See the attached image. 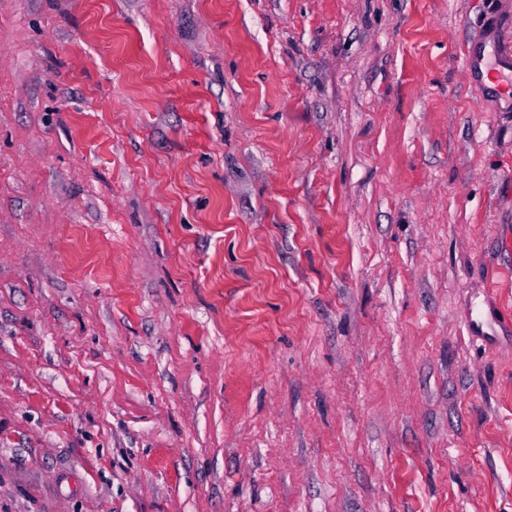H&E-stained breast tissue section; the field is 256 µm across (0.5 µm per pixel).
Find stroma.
Here are the masks:
<instances>
[{"instance_id":"35a3bbf8","label":"stroma","mask_w":512,"mask_h":512,"mask_svg":"<svg viewBox=\"0 0 512 512\" xmlns=\"http://www.w3.org/2000/svg\"><path fill=\"white\" fill-rule=\"evenodd\" d=\"M512 0H0V512H512Z\"/></svg>"}]
</instances>
